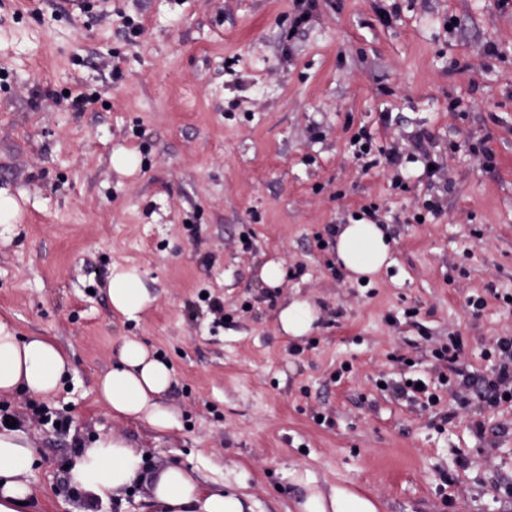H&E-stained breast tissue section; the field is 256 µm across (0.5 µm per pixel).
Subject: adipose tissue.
Listing matches in <instances>:
<instances>
[{"mask_svg":"<svg viewBox=\"0 0 512 512\" xmlns=\"http://www.w3.org/2000/svg\"><path fill=\"white\" fill-rule=\"evenodd\" d=\"M391 243L377 224L357 221L336 227V262L354 281L372 279L388 266ZM112 307L129 318L138 317L150 297L136 269L115 275L109 290ZM71 360L42 336L21 338L0 321V394L15 391L49 398L64 377L73 374ZM173 382L170 365L139 339L128 336L117 347L112 369L99 378V400L118 418L139 421L155 430L177 426L176 413L166 405ZM36 450L19 431L0 429V512H20L34 494L28 475ZM68 482L97 503L122 495L135 483L148 481L151 500L159 512H245L246 474L235 476L236 489H206L203 479L183 465L170 462L146 473L142 453L124 441L101 437L80 449L67 472ZM298 512H378L369 497L336 488L330 493L309 489L297 504Z\"/></svg>","mask_w":512,"mask_h":512,"instance_id":"ef3b65f1","label":"adipose tissue"}]
</instances>
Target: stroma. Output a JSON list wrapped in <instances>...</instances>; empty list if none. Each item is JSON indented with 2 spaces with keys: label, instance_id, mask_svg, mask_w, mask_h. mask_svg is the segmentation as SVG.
Instances as JSON below:
<instances>
[{
  "label": "stroma",
  "instance_id": "obj_1",
  "mask_svg": "<svg viewBox=\"0 0 512 512\" xmlns=\"http://www.w3.org/2000/svg\"><path fill=\"white\" fill-rule=\"evenodd\" d=\"M297 4L108 0L90 16L65 0H0V192L20 205L0 224V320L74 367L54 397L0 394L38 451L26 512H83L66 467L104 436L214 488L247 472L253 512H295L306 488L293 471L378 512H512V405L443 384L433 356L457 336L460 367L490 378L494 339L512 336L499 299L512 293V7L317 0L292 36ZM489 43L500 56L484 55ZM80 93L90 101L76 112ZM453 98L468 111H449ZM384 110L398 125L378 124ZM364 126L387 150L428 131L448 188H429L414 163L405 190L386 163L365 168L352 144ZM121 151L137 155L134 171L116 169ZM434 195L440 212L417 221ZM372 203L392 263L362 284L336 275L334 246L317 240ZM269 261L287 272L281 287L260 279ZM128 267L151 298L135 319L109 297ZM296 299L318 315L302 338L277 322ZM126 336L172 364L178 427L99 402ZM409 377L437 403L384 388Z\"/></svg>",
  "mask_w": 512,
  "mask_h": 512
}]
</instances>
